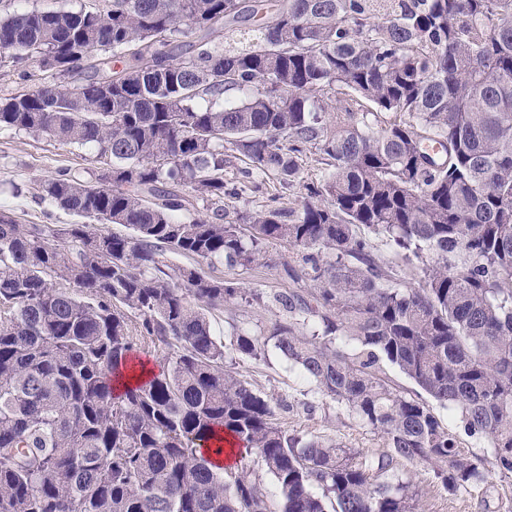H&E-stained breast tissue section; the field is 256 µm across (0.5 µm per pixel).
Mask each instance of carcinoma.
Masks as SVG:
<instances>
[{
	"label": "carcinoma",
	"instance_id": "1",
	"mask_svg": "<svg viewBox=\"0 0 512 512\" xmlns=\"http://www.w3.org/2000/svg\"><path fill=\"white\" fill-rule=\"evenodd\" d=\"M219 28L222 48L208 41ZM87 47L91 60L72 57ZM63 58L91 76L61 79ZM32 59L51 80L26 70ZM2 66L34 88L0 99V131L94 144L112 171L94 184L61 171L41 188L95 224L0 214V512H415L402 461L431 465L450 493L512 478V0L32 10L0 17ZM310 148L325 168L299 209L236 208L268 176L301 181ZM237 154L243 182L224 178ZM373 237L404 253L417 285ZM280 243L297 250L285 277L310 287L274 296L285 318L269 336L234 322L215 336L213 311L263 295L202 266H267ZM270 341L388 451L282 429L224 366ZM140 351L164 367L116 390ZM385 364L490 455L466 452ZM222 434L276 497L202 452H224ZM386 376L388 377L390 384L404 394H411L419 392L422 396V399L427 401L429 405H432L435 412L440 417L441 422L445 426H449L450 428L456 429L459 434V439L462 442V446L466 451H469L472 454H477L479 456H487L489 452L488 444L485 439H477L467 436L463 430L457 428V420L453 413L448 412V410L439 407L435 402L430 400L422 391L419 390L411 381H409L403 374H401L397 369L391 366L383 367Z\"/></svg>",
	"mask_w": 512,
	"mask_h": 512
}]
</instances>
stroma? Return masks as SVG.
Returning a JSON list of instances; mask_svg holds the SVG:
<instances>
[{"instance_id":"1","label":"stroma","mask_w":512,"mask_h":512,"mask_svg":"<svg viewBox=\"0 0 512 512\" xmlns=\"http://www.w3.org/2000/svg\"><path fill=\"white\" fill-rule=\"evenodd\" d=\"M111 168L110 160L101 157L92 145L78 149L24 131L0 132V213L9 214L19 224L72 223L70 213L39 200L41 184L62 169L81 180L95 182ZM322 171L318 152L309 150L301 183L284 193L276 180H268L262 193L246 194L240 204L251 210L263 209L273 202L285 208L300 207L306 197L305 183L317 180ZM272 256L273 262L267 266L230 268L219 262L207 267V275L236 281L241 287L258 290L265 298L261 304L242 303L233 312H218L213 319L216 335H223L232 315L243 328L258 335L268 334L275 321L282 319L273 297L292 286L291 280L283 276L281 265L292 259L293 251L280 244L274 246ZM227 365L270 401L284 428L333 437L372 454L383 452L379 436L360 425L345 409L322 400L313 384L274 347H267L263 359L235 356ZM398 471L411 478L419 491L418 512H512L510 478L492 473L480 488L451 494L428 464L404 462Z\"/></svg>"}]
</instances>
